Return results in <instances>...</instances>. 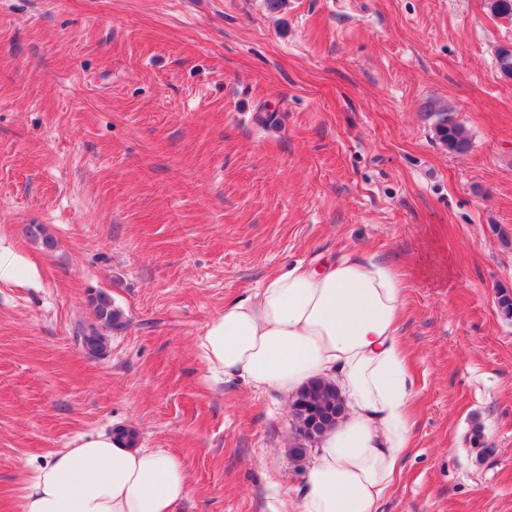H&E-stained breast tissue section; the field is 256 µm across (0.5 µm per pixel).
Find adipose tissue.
I'll list each match as a JSON object with an SVG mask.
<instances>
[{
	"instance_id": "1",
	"label": "adipose tissue",
	"mask_w": 512,
	"mask_h": 512,
	"mask_svg": "<svg viewBox=\"0 0 512 512\" xmlns=\"http://www.w3.org/2000/svg\"><path fill=\"white\" fill-rule=\"evenodd\" d=\"M0 286H42L39 268L1 234ZM404 293L389 265L346 256L293 265L206 323L197 350L212 383L237 379L287 397L312 378L342 388L347 416L279 512H379L412 446ZM189 491L176 457L99 431L34 466L17 512H174Z\"/></svg>"
}]
</instances>
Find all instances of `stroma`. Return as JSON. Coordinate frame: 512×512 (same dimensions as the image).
Instances as JSON below:
<instances>
[{"label": "stroma", "instance_id": "stroma-1", "mask_svg": "<svg viewBox=\"0 0 512 512\" xmlns=\"http://www.w3.org/2000/svg\"><path fill=\"white\" fill-rule=\"evenodd\" d=\"M504 48L489 0H0V233L43 277L0 288V512L120 425L184 463L176 512H271L316 453L292 455L288 399L211 384L195 342L270 275L347 255L407 285L413 446L381 512H512ZM98 289L129 324L92 359L73 332ZM421 110L425 116L433 118L434 138L449 153L464 154L470 151L469 133L454 119L453 110L448 104L430 98L423 103Z\"/></svg>", "mask_w": 512, "mask_h": 512}]
</instances>
